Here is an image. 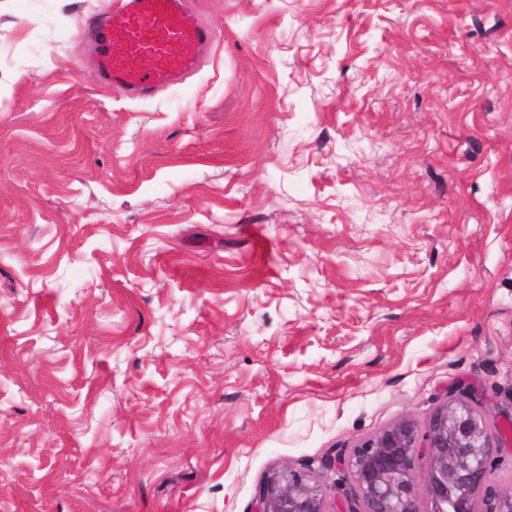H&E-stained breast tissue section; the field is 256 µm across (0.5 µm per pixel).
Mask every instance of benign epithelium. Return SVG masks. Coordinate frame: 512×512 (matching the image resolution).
I'll use <instances>...</instances> for the list:
<instances>
[{
  "label": "benign epithelium",
  "mask_w": 512,
  "mask_h": 512,
  "mask_svg": "<svg viewBox=\"0 0 512 512\" xmlns=\"http://www.w3.org/2000/svg\"><path fill=\"white\" fill-rule=\"evenodd\" d=\"M494 440L487 417L459 398L439 406L423 432L410 420L391 424L338 459L353 481L352 512H512V486L494 477ZM325 502L307 475L280 469L260 485L255 512H327Z\"/></svg>",
  "instance_id": "1"
}]
</instances>
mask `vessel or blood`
I'll use <instances>...</instances> for the list:
<instances>
[{"label":"vessel or blood","mask_w":512,"mask_h":512,"mask_svg":"<svg viewBox=\"0 0 512 512\" xmlns=\"http://www.w3.org/2000/svg\"><path fill=\"white\" fill-rule=\"evenodd\" d=\"M99 46L98 72L115 91L144 99L193 71L211 31L189 0H118L89 23Z\"/></svg>","instance_id":"1"}]
</instances>
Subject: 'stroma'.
I'll use <instances>...</instances> for the list:
<instances>
[{
	"label": "stroma",
	"instance_id": "stroma-1",
	"mask_svg": "<svg viewBox=\"0 0 512 512\" xmlns=\"http://www.w3.org/2000/svg\"><path fill=\"white\" fill-rule=\"evenodd\" d=\"M113 0H0V512H254L476 403L512 484V0H191L182 83H100ZM322 487L294 469L270 473L259 487L254 512H329Z\"/></svg>",
	"mask_w": 512,
	"mask_h": 512
}]
</instances>
